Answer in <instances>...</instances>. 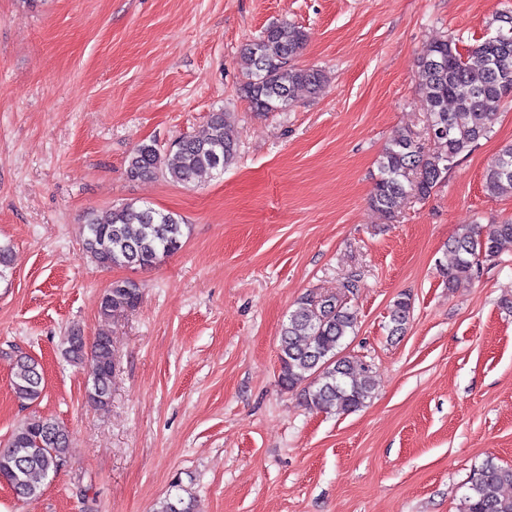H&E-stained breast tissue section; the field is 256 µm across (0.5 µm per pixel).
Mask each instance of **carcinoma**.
Masks as SVG:
<instances>
[{"instance_id": "obj_1", "label": "carcinoma", "mask_w": 512, "mask_h": 512, "mask_svg": "<svg viewBox=\"0 0 512 512\" xmlns=\"http://www.w3.org/2000/svg\"><path fill=\"white\" fill-rule=\"evenodd\" d=\"M495 33L462 51L450 36L425 45L418 57L416 90L427 105V129L433 148L411 132L393 135L379 157L380 176L371 204L392 218L411 197L426 198L441 184L460 157L489 136L503 103L512 97V19L500 14ZM304 31L289 22L271 25L246 45L245 98L256 112H275L294 105L295 90L315 94L327 77L317 68L293 63L303 48ZM238 141L223 112L212 113L196 134L177 140L162 151L152 143L136 147L127 161L131 179L159 173L180 184H190L203 172H222L234 163ZM484 183L491 195L512 193V145L503 148L488 165ZM84 249L101 268L152 266L183 246V224L177 215L133 202L84 215ZM512 242V222L474 226L451 240L454 264L441 270L453 289L470 281L483 265L496 261L503 243ZM141 287L125 279L105 291L100 313L110 318L136 307ZM406 296L393 304L389 335L401 336L410 319ZM357 316L332 294L301 299L288 314L280 332L279 384L296 389L311 409L346 413L359 409L374 392L373 371L357 356L345 353V340L354 333ZM62 355L86 368V397L96 407L109 402L115 370L112 343L106 335L87 343L81 330L72 328L63 341ZM45 385L41 365L28 355L14 359L10 386L22 403L40 398ZM70 455L69 432L59 422L33 416L22 421L0 449V477L13 482L18 498L33 500L43 481L57 473ZM512 465L487 459L467 483L458 512H512ZM153 512H195L193 499L168 495Z\"/></svg>"}]
</instances>
